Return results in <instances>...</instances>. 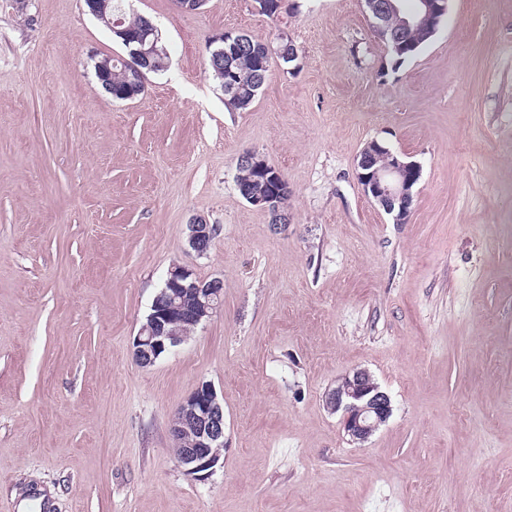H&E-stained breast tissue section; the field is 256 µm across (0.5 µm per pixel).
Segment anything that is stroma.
Returning <instances> with one entry per match:
<instances>
[{
	"label": "stroma",
	"instance_id": "stroma-1",
	"mask_svg": "<svg viewBox=\"0 0 512 512\" xmlns=\"http://www.w3.org/2000/svg\"><path fill=\"white\" fill-rule=\"evenodd\" d=\"M283 3L131 0L169 62L117 101L84 0H0V512H512V0H451L396 69L361 0ZM225 31L299 54L234 112L206 66ZM373 139L422 168L408 223L357 178ZM246 152L287 180L285 227L239 194ZM175 264L222 305L144 367ZM360 369L392 406L361 444L326 406ZM206 381L200 478L170 424ZM215 226L205 219L196 217L188 225V246L197 255H204L210 249L215 235ZM171 435L182 446L178 463L187 474L205 475L218 464L224 448V399L211 383H202L181 402ZM186 439L191 444L183 447Z\"/></svg>",
	"mask_w": 512,
	"mask_h": 512
}]
</instances>
